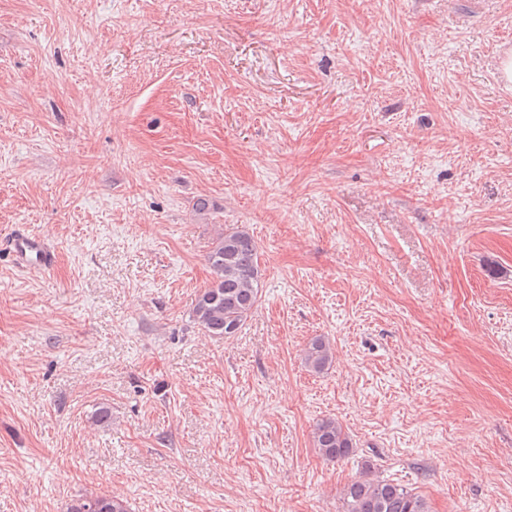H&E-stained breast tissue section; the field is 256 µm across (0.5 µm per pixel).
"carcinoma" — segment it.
Segmentation results:
<instances>
[{
  "label": "carcinoma",
  "instance_id": "1",
  "mask_svg": "<svg viewBox=\"0 0 512 512\" xmlns=\"http://www.w3.org/2000/svg\"><path fill=\"white\" fill-rule=\"evenodd\" d=\"M212 281L200 291L192 314L205 334L229 338L244 325L255 309L263 279L257 245L250 234L226 228L207 255ZM333 359L330 341L318 336L303 349V362L313 373L326 370ZM314 448L329 461L350 455L353 444L334 418L318 420L312 430ZM342 512H429L425 499L391 480L371 476L365 470L343 490ZM67 512H128L126 502L114 495L90 494L72 500Z\"/></svg>",
  "mask_w": 512,
  "mask_h": 512
}]
</instances>
